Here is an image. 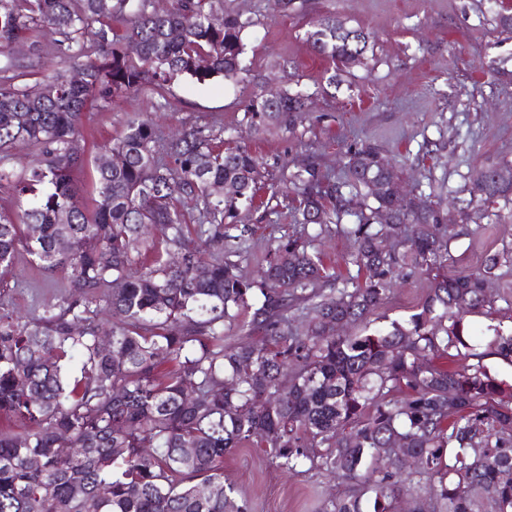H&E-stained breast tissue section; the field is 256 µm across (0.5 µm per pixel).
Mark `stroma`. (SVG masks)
Masks as SVG:
<instances>
[{"label":"stroma","instance_id":"stroma-1","mask_svg":"<svg viewBox=\"0 0 512 512\" xmlns=\"http://www.w3.org/2000/svg\"><path fill=\"white\" fill-rule=\"evenodd\" d=\"M224 8L252 21L243 34L247 74L237 82L186 77L163 92L146 87L115 98L108 111L88 112L84 164L75 175L80 196L88 194L100 146L130 119L149 114L165 135L192 124L233 135L262 159L270 179L253 202L239 206L235 218L237 226L252 230L241 242L243 278L256 277L278 246L301 230L285 207L270 204V180L283 165L310 157L342 174L341 153L355 142L400 162L405 188L432 185L451 238L449 271L467 273L488 253L512 250V206L495 204L498 219L482 229L460 221L478 170L512 161V29L499 21L500 15H512V0L493 6L487 0H224ZM327 15L374 34L364 63L348 73L313 55L305 41L306 32ZM296 86L308 91L311 104L295 131L250 134L244 121L250 98L264 88ZM428 150L432 160L413 166V158ZM311 247L328 272L356 281L355 246L341 229L323 233ZM66 287L62 275L42 271L23 254L0 288V303L30 319ZM429 288L427 275L404 269L384 304L350 326V333L408 319ZM488 291L495 311L469 315L475 334L512 331V276L492 278ZM224 482L248 512H319L325 499L349 489L323 471L281 469L254 442L225 454Z\"/></svg>","mask_w":512,"mask_h":512}]
</instances>
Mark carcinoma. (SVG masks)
<instances>
[{"instance_id":"cac0c4a2","label":"carcinoma","mask_w":512,"mask_h":512,"mask_svg":"<svg viewBox=\"0 0 512 512\" xmlns=\"http://www.w3.org/2000/svg\"><path fill=\"white\" fill-rule=\"evenodd\" d=\"M249 26L224 0L163 12L152 0H0V187L16 197L0 211V284L22 252L69 283L31 321L0 306V417L14 424L0 429V512H245L224 486V454L255 440L283 469L350 482L352 494L322 512H393L403 495L414 512H512V384L474 352L465 320L492 312L487 282L512 273V251L449 272L440 209L422 191L402 198L395 164L375 148L349 147L341 178L315 162L290 171L271 195L297 223L321 233L339 224L353 239L364 283L327 294L316 291L329 278L323 261L299 237L258 280L242 279L232 257L245 230H230L264 172L220 133L186 125L166 138L151 119H131L94 157L92 204L78 197L86 112L180 76L237 80ZM46 31L73 70L18 82L37 61H16L13 45L33 54ZM370 39L332 16L306 34L315 55L344 68L363 63ZM309 100L262 90L244 118L257 135L288 129ZM19 145L40 157L23 174L8 163ZM470 194L511 202L512 166L481 168ZM157 233L178 260L141 261ZM224 239L225 255H201ZM404 267L431 277L417 312L336 333L378 308ZM300 299L311 313L302 332L288 316ZM244 311L258 345L224 334ZM105 313L120 317L108 352L98 345ZM489 346L512 362V332L495 331ZM448 350L468 364L436 367ZM401 447L415 461L408 473Z\"/></svg>"}]
</instances>
